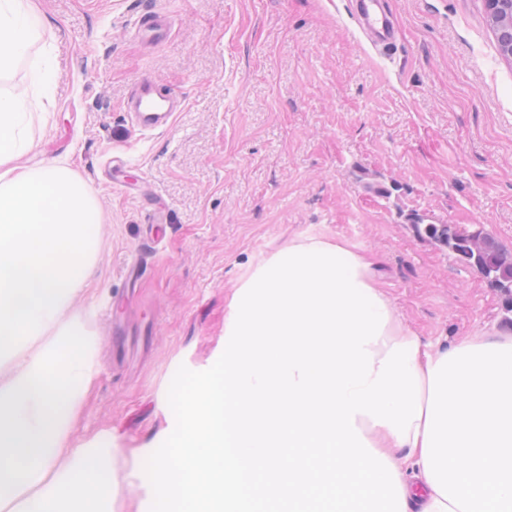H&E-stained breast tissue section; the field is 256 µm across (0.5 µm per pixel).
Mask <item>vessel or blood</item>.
<instances>
[{
  "mask_svg": "<svg viewBox=\"0 0 512 512\" xmlns=\"http://www.w3.org/2000/svg\"><path fill=\"white\" fill-rule=\"evenodd\" d=\"M350 9L367 40L381 53L396 45V26L388 0H350ZM139 39L151 47L163 45L170 36L169 20L156 15L142 16L136 26ZM181 107L178 95L154 77H141L135 84L125 110L132 127L139 132L168 126Z\"/></svg>",
  "mask_w": 512,
  "mask_h": 512,
  "instance_id": "vessel-or-blood-1",
  "label": "vessel or blood"
}]
</instances>
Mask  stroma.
Here are the masks:
<instances>
[{
    "mask_svg": "<svg viewBox=\"0 0 512 512\" xmlns=\"http://www.w3.org/2000/svg\"><path fill=\"white\" fill-rule=\"evenodd\" d=\"M397 52L375 51L348 0H41L50 21L14 81L56 63L38 147L24 164L66 162L102 211L101 275L75 312L94 339L97 374L71 438L134 457L161 448L168 383L224 357V315L239 281L289 240H339L375 255L376 275L424 340L505 331L503 293L405 218L479 225L512 251V58L485 0H391ZM173 22L153 50L144 14ZM157 77L184 101L163 130L132 132L135 82ZM125 155L168 211L157 248L150 205L102 175ZM397 185V200L364 177ZM143 275L129 287L126 267Z\"/></svg>",
    "mask_w": 512,
    "mask_h": 512,
    "instance_id": "obj_1",
    "label": "stroma"
}]
</instances>
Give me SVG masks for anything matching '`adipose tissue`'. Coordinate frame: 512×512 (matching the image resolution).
<instances>
[{"instance_id": "1", "label": "adipose tissue", "mask_w": 512, "mask_h": 512, "mask_svg": "<svg viewBox=\"0 0 512 512\" xmlns=\"http://www.w3.org/2000/svg\"><path fill=\"white\" fill-rule=\"evenodd\" d=\"M47 25L0 0V512H112L138 483L149 512H512V333L423 340L373 257L323 238L239 282L223 361L162 399L163 448L123 474L70 443L102 214L68 166L18 165L30 98L4 85Z\"/></svg>"}]
</instances>
